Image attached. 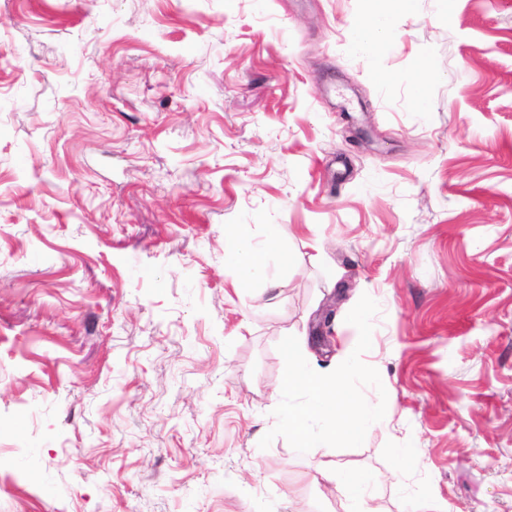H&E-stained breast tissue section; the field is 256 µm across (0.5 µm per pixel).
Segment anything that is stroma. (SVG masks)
Instances as JSON below:
<instances>
[{"mask_svg": "<svg viewBox=\"0 0 512 512\" xmlns=\"http://www.w3.org/2000/svg\"><path fill=\"white\" fill-rule=\"evenodd\" d=\"M365 294L384 419L260 448ZM329 461L512 512V0H0V512H348ZM394 19L389 14L374 16L368 24L360 28L361 41L365 46L373 47L390 38L394 28ZM225 260L235 265L248 279L267 278L270 262L282 265L285 257L277 242L268 240L262 249L241 238H225Z\"/></svg>", "mask_w": 512, "mask_h": 512, "instance_id": "35a3bbf8", "label": "stroma"}]
</instances>
